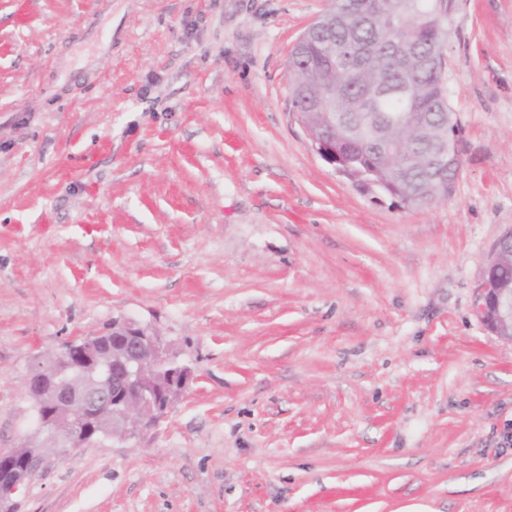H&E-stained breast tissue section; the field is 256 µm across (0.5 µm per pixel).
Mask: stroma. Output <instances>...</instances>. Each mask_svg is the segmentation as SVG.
Returning <instances> with one entry per match:
<instances>
[{
    "mask_svg": "<svg viewBox=\"0 0 512 512\" xmlns=\"http://www.w3.org/2000/svg\"><path fill=\"white\" fill-rule=\"evenodd\" d=\"M460 166L406 206L290 110L332 0H0V449L36 360L112 320L193 379L59 454L16 512H512V342L474 314L512 229V0H456Z\"/></svg>",
    "mask_w": 512,
    "mask_h": 512,
    "instance_id": "35a3bbf8",
    "label": "stroma"
}]
</instances>
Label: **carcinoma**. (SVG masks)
Returning a JSON list of instances; mask_svg holds the SVG:
<instances>
[{
	"label": "carcinoma",
	"instance_id": "obj_1",
	"mask_svg": "<svg viewBox=\"0 0 512 512\" xmlns=\"http://www.w3.org/2000/svg\"><path fill=\"white\" fill-rule=\"evenodd\" d=\"M438 3L455 8V0H333V32L308 29L288 58L293 108L330 111L321 80L336 98V165L354 183L375 184L410 206L448 197L458 171L456 160L440 176L431 167L450 132L438 73L415 58H392L399 47L422 54L446 45Z\"/></svg>",
	"mask_w": 512,
	"mask_h": 512
}]
</instances>
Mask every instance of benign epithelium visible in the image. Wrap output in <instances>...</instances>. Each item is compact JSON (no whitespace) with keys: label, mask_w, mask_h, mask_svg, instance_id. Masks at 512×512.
Segmentation results:
<instances>
[{"label":"benign epithelium","mask_w":512,"mask_h":512,"mask_svg":"<svg viewBox=\"0 0 512 512\" xmlns=\"http://www.w3.org/2000/svg\"><path fill=\"white\" fill-rule=\"evenodd\" d=\"M318 155L329 165L336 166V147L333 134L311 135L304 113H295ZM512 255V232L496 243L493 255L486 263L474 302V313L495 335L512 341V288L500 287L497 272L503 259ZM163 337L149 327L132 319L112 321V349L106 358L112 363V381L93 378L104 356L91 345L70 346L67 368L47 376L42 370H30L26 389L38 397L44 407L40 431L57 448H80L91 445L99 421L108 417L112 433L125 439H137L140 433L163 418L174 398L192 379V371L185 365H175L151 375L152 368L165 361ZM79 373L83 380L77 383L71 374ZM20 457L21 468L16 477L0 484V512H9L10 506L27 486L26 479L43 462L41 452L28 448L24 455L1 450L0 460Z\"/></svg>","instance_id":"obj_1"}]
</instances>
